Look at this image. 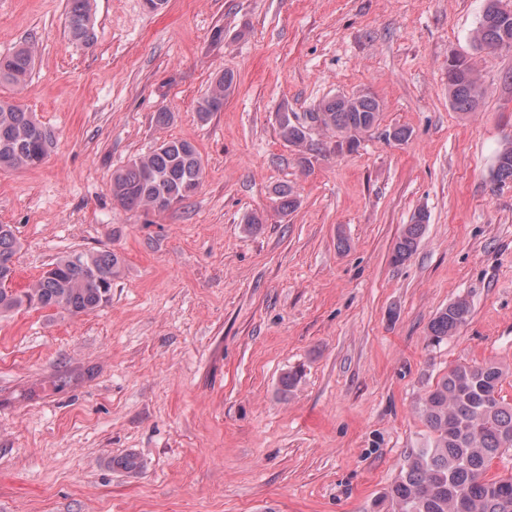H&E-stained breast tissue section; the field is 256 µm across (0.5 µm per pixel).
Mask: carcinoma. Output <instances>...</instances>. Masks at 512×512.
<instances>
[{
    "label": "carcinoma",
    "instance_id": "1",
    "mask_svg": "<svg viewBox=\"0 0 512 512\" xmlns=\"http://www.w3.org/2000/svg\"><path fill=\"white\" fill-rule=\"evenodd\" d=\"M66 24L71 39L82 45L94 42L90 0H68ZM479 49L512 48V7L503 0H488L475 32ZM34 65L32 50L21 46L0 57V84L24 88ZM232 84L220 75L198 101L197 112L206 120L224 108ZM485 93L469 61L448 60V100L456 112L474 111ZM380 103L371 95L336 96L321 102L304 117L281 113L279 133L288 144L318 150L312 131L324 128L336 134L338 145L354 150L362 136L379 120ZM53 145L52 133L20 105L0 99V169H28L43 163ZM496 179L512 181V146L497 156ZM203 176L201 157L187 140H164L151 152L131 159L112 173V198L129 210L164 213L189 198ZM427 215L414 216L392 249V262L406 261L424 233ZM20 240L11 224H0V317L23 304L60 313L80 315L108 301L112 281L123 260L110 250L70 254L58 259L28 288L9 287L16 267ZM470 304L458 299L440 310L428 325V339L438 345L464 326ZM508 371L502 364L460 362L416 401V411L428 430L423 448L405 457L399 477L383 492L381 502L391 512H512V473L490 477L495 459L512 453V404L501 396Z\"/></svg>",
    "mask_w": 512,
    "mask_h": 512
}]
</instances>
